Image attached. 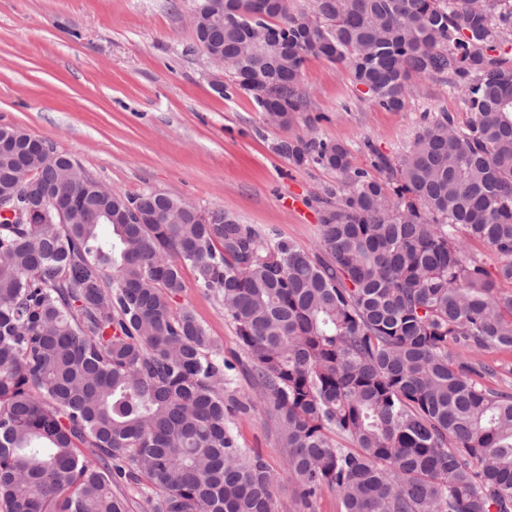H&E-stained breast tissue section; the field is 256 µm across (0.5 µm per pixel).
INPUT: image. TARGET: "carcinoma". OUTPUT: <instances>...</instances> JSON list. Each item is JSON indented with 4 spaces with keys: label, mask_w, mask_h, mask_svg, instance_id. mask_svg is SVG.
Instances as JSON below:
<instances>
[{
    "label": "carcinoma",
    "mask_w": 512,
    "mask_h": 512,
    "mask_svg": "<svg viewBox=\"0 0 512 512\" xmlns=\"http://www.w3.org/2000/svg\"><path fill=\"white\" fill-rule=\"evenodd\" d=\"M193 29L273 126L302 110L310 58L347 67L364 98L403 109L410 81L465 89L383 182L350 148L300 136L271 150L336 173L317 252L178 196L112 194L48 140L0 126V194L35 169L71 200L0 220V512H275L268 464L242 448L221 349L173 309L182 270L217 293L254 364L305 500L344 512H512V393L474 356L512 351V0H196Z\"/></svg>",
    "instance_id": "obj_1"
}]
</instances>
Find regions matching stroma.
<instances>
[{
  "label": "stroma",
  "instance_id": "35a3bbf8",
  "mask_svg": "<svg viewBox=\"0 0 512 512\" xmlns=\"http://www.w3.org/2000/svg\"><path fill=\"white\" fill-rule=\"evenodd\" d=\"M193 4L0 0V125L53 141L115 195L167 192L312 252L320 240L318 199L336 175L294 166L270 142L301 136L346 144L355 167L384 181L376 156L398 161L439 110L467 118L463 92L446 84L414 79L404 108L390 112L361 99L343 65L311 58L301 112L288 129L272 127L247 94L213 88L215 69L190 25ZM182 278L174 305L190 308L220 346L228 392L250 406L235 417L234 432L273 471L276 512H342L328 487L300 499L221 298L199 288L192 270Z\"/></svg>",
  "mask_w": 512,
  "mask_h": 512
}]
</instances>
